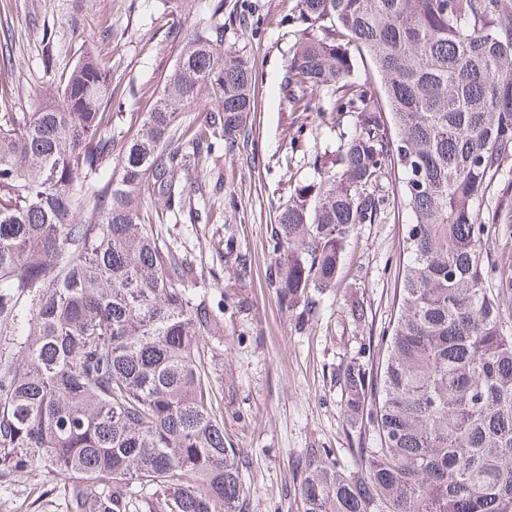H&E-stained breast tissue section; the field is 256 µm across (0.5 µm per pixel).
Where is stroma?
I'll return each mask as SVG.
<instances>
[{
    "label": "stroma",
    "mask_w": 512,
    "mask_h": 512,
    "mask_svg": "<svg viewBox=\"0 0 512 512\" xmlns=\"http://www.w3.org/2000/svg\"><path fill=\"white\" fill-rule=\"evenodd\" d=\"M209 4L197 0L186 15L177 0H0V21L12 42L9 111H35L90 51L123 90L126 112H143L142 93H160L161 75ZM297 15L296 0H224V45L246 56L261 76L253 137L225 149L222 168L204 159L189 174L193 181H224L223 190L203 202L211 223L160 217L213 296L224 300V334L212 342L215 389L224 432L241 450L246 512H302L294 486L310 449H328L339 463L351 464L343 371L368 361L370 339L388 325L409 221L403 211L381 224L358 225L314 325L298 328L285 313L268 279L272 235L289 185L313 177L309 164L291 155V107L281 93ZM355 298L372 326L352 317Z\"/></svg>",
    "instance_id": "1"
}]
</instances>
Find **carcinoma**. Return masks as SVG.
<instances>
[{
  "mask_svg": "<svg viewBox=\"0 0 512 512\" xmlns=\"http://www.w3.org/2000/svg\"><path fill=\"white\" fill-rule=\"evenodd\" d=\"M281 90L320 122L314 178L278 216L269 279L299 327L336 286L346 243L394 180L410 221L384 354L344 372L353 464L311 453L303 512H512V270L491 225L512 213V0H297ZM368 59L378 85L355 76ZM258 72L224 48V0L199 18L141 124L85 54L57 98L0 113V487L39 471L56 512H244L193 260L151 204L206 224L183 174L250 138ZM211 107L193 127L183 115ZM350 120L351 118L349 114H336L335 131H330L329 127L320 125L319 121L312 122V120L308 119L307 123L309 122V124L307 125L304 134V139L307 146L310 147L316 143L317 147H322L326 143L334 141L337 138V134H339V129L341 132H343V130H347L350 125Z\"/></svg>",
  "mask_w": 512,
  "mask_h": 512,
  "instance_id": "carcinoma-1",
  "label": "carcinoma"
}]
</instances>
